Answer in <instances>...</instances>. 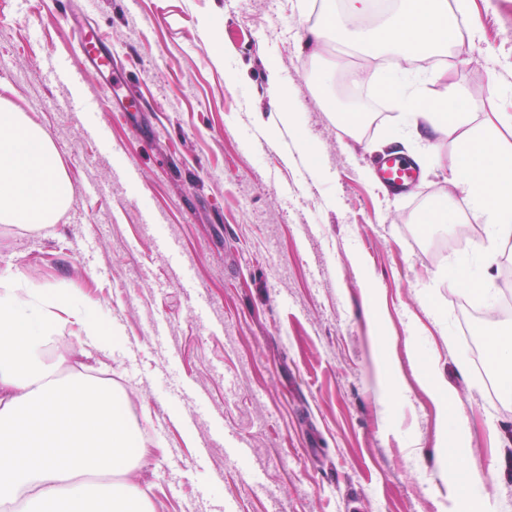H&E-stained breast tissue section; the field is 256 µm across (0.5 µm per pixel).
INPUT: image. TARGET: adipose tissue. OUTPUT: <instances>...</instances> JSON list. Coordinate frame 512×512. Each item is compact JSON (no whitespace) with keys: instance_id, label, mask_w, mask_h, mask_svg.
I'll list each match as a JSON object with an SVG mask.
<instances>
[{"instance_id":"adipose-tissue-1","label":"adipose tissue","mask_w":512,"mask_h":512,"mask_svg":"<svg viewBox=\"0 0 512 512\" xmlns=\"http://www.w3.org/2000/svg\"><path fill=\"white\" fill-rule=\"evenodd\" d=\"M398 13L362 32L380 52L405 60L414 52L443 54L463 44L478 47L480 32H459V0H401ZM413 129L439 132L466 126L467 150L451 167L449 192L473 200L472 219L489 227V244L512 239V113L496 112L468 125L462 101L423 96L396 98ZM72 199L57 152L25 113L0 99V223L42 227L56 221ZM78 326L84 344L107 335L90 309L74 314L72 302L54 294L43 303L0 289V506L25 504V512H153L135 480L141 452L132 451L138 428L118 405L111 383L68 372L64 354H49L59 325ZM424 381L450 431L436 448L453 506L473 504L499 512L483 464L471 459L468 418L457 389L445 382L436 357H420ZM98 473L109 482L95 481Z\"/></svg>"}]
</instances>
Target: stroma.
<instances>
[{
	"mask_svg": "<svg viewBox=\"0 0 512 512\" xmlns=\"http://www.w3.org/2000/svg\"><path fill=\"white\" fill-rule=\"evenodd\" d=\"M49 10L35 29L0 7V98L51 140L74 196L49 227L0 223V276L94 303L111 339L88 349L68 324L57 348L122 391L155 512H192L204 493L219 512H448L418 350L458 388L473 455L512 512L508 371L471 353L512 314L473 316V291L440 279L478 274L458 243L488 245L471 198L448 192L464 130L416 134L391 103L416 91L463 100L477 122L512 113V0H464L479 50L399 72L351 42L308 47V26L344 18L343 0H31L32 15ZM84 27L125 77L113 101L76 55ZM49 51L84 80L45 82ZM359 88L377 110L351 135L333 102ZM91 98L92 112L55 108ZM399 145L424 168L402 202L374 182ZM443 200L460 223H422ZM379 327L404 391L389 411Z\"/></svg>",
	"mask_w": 512,
	"mask_h": 512,
	"instance_id": "stroma-1",
	"label": "stroma"
}]
</instances>
